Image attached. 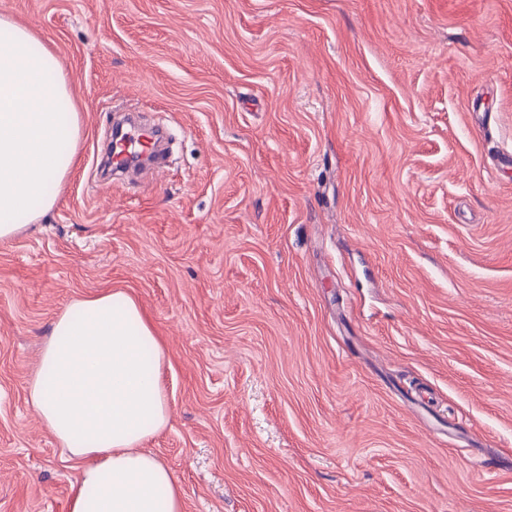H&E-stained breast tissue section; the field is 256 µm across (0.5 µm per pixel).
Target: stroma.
I'll list each match as a JSON object with an SVG mask.
<instances>
[{
  "instance_id": "1",
  "label": "stroma",
  "mask_w": 512,
  "mask_h": 512,
  "mask_svg": "<svg viewBox=\"0 0 512 512\" xmlns=\"http://www.w3.org/2000/svg\"><path fill=\"white\" fill-rule=\"evenodd\" d=\"M81 112L57 205L0 242V512H69L27 399L106 288L166 346L144 450L183 512H512V0H0ZM168 128L115 182L121 111Z\"/></svg>"
}]
</instances>
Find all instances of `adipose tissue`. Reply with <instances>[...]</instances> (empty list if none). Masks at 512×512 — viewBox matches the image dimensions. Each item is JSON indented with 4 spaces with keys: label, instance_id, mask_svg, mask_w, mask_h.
Returning a JSON list of instances; mask_svg holds the SVG:
<instances>
[{
    "label": "adipose tissue",
    "instance_id": "1",
    "mask_svg": "<svg viewBox=\"0 0 512 512\" xmlns=\"http://www.w3.org/2000/svg\"><path fill=\"white\" fill-rule=\"evenodd\" d=\"M80 138L60 60L31 27L0 15V241L55 207L48 187L72 174ZM164 357L154 325L122 290L76 299L53 321L29 400L82 463L69 512H182L173 472L142 448L170 419Z\"/></svg>",
    "mask_w": 512,
    "mask_h": 512
}]
</instances>
